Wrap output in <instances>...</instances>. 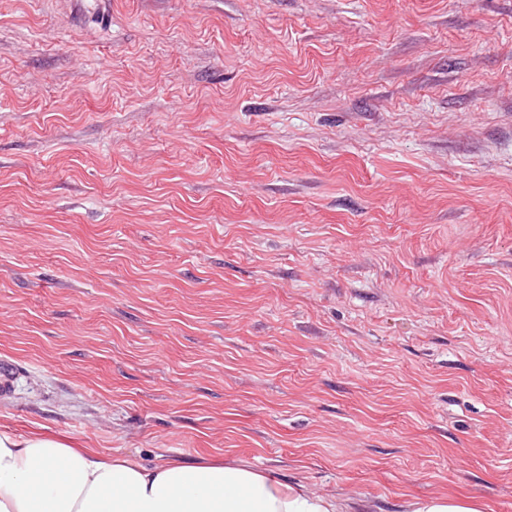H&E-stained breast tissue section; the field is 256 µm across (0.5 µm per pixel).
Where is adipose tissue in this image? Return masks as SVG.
<instances>
[{"label":"adipose tissue","mask_w":512,"mask_h":512,"mask_svg":"<svg viewBox=\"0 0 512 512\" xmlns=\"http://www.w3.org/2000/svg\"><path fill=\"white\" fill-rule=\"evenodd\" d=\"M267 470L240 464L107 459L0 429V512H349Z\"/></svg>","instance_id":"ef3b65f1"}]
</instances>
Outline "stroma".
Segmentation results:
<instances>
[{
  "mask_svg": "<svg viewBox=\"0 0 512 512\" xmlns=\"http://www.w3.org/2000/svg\"><path fill=\"white\" fill-rule=\"evenodd\" d=\"M0 427L512 512V0H0ZM17 371L15 361L10 357L0 359V400L8 402L13 397L14 377Z\"/></svg>",
  "mask_w": 512,
  "mask_h": 512,
  "instance_id": "35a3bbf8",
  "label": "stroma"
}]
</instances>
